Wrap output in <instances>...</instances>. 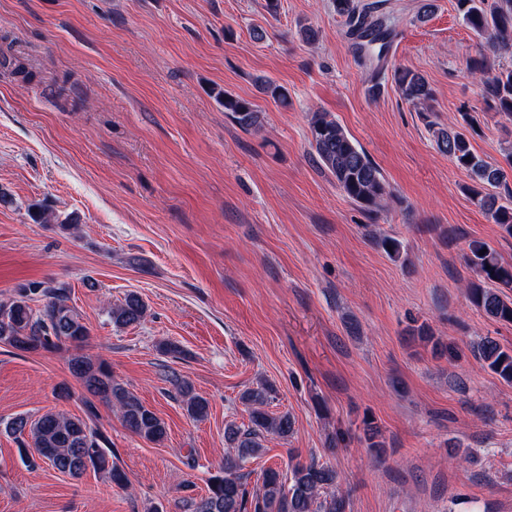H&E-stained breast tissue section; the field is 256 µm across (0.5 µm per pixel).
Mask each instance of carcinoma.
I'll list each match as a JSON object with an SVG mask.
<instances>
[{"instance_id":"obj_1","label":"carcinoma","mask_w":512,"mask_h":512,"mask_svg":"<svg viewBox=\"0 0 512 512\" xmlns=\"http://www.w3.org/2000/svg\"><path fill=\"white\" fill-rule=\"evenodd\" d=\"M333 2L336 13L345 18L348 36L356 50L366 57L383 60L390 32L383 20L374 16L380 5H361L359 0ZM456 6L465 24L484 37L490 48L512 49V0H456ZM471 70L480 76L485 99L499 112L512 117V68L491 74L487 60L482 58L472 62ZM393 79L411 104L424 106L432 100L433 89L423 75L400 68L394 71ZM256 83L260 94L282 106L288 105L287 88L261 77ZM216 96L224 111L242 129H260V112L252 101L225 90L217 91ZM473 124V117L465 112L455 127L432 125L430 130L437 148L469 174L470 200L489 214L505 234L512 236L509 175L475 152L469 139ZM310 133V144L319 166L332 175L341 191L370 214L380 210L390 191L366 151L328 112L312 114ZM490 187L503 193L490 194L487 192ZM30 216L37 224L57 222L55 213L41 204L31 206ZM465 261L478 277L466 287L469 300L487 317L512 323V266L502 262L487 243L478 240L468 244ZM38 297L44 303L34 308L30 302ZM69 301L67 290L51 281L20 285L14 299L0 305V343L27 352L60 347L76 349L77 353L69 359V369L91 395L85 400V416L46 413L33 420L19 415L5 422L4 428L20 443L21 457L31 468L41 461L72 477L93 470L105 474L113 486L126 489L129 479L114 461L112 443L92 425L97 416L96 402L116 409L122 425L148 443L157 445L165 440L166 423L113 376L105 360L80 352L89 331ZM146 312L144 302L130 294L124 303L111 309L110 321L117 327H129L144 320ZM477 358L503 382L512 385L511 350L486 338L477 345ZM176 388L189 418L202 420L208 416L207 399L196 394L189 383L180 381ZM274 394L270 384H260L241 393L240 400L249 412V425L244 428L229 425L224 429V466L220 474L209 478L205 494L187 500L191 512H347L345 496L338 490V472L314 460L298 462L286 473L268 467L263 470L254 493L248 492L249 473L245 467L262 453L265 436L286 437L293 432L294 423L288 414L268 410ZM27 438L36 449L35 458L25 452Z\"/></svg>"}]
</instances>
